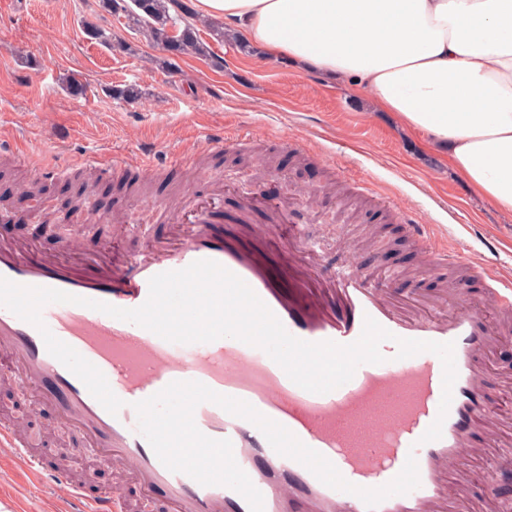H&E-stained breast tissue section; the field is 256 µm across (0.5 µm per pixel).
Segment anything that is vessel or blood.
<instances>
[{"label": "vessel or blood", "mask_w": 512, "mask_h": 512, "mask_svg": "<svg viewBox=\"0 0 512 512\" xmlns=\"http://www.w3.org/2000/svg\"><path fill=\"white\" fill-rule=\"evenodd\" d=\"M209 207L171 219L166 237H147L120 264L103 253L74 254L62 243L56 255L20 242H0V276L24 286L55 288L120 308L141 306L151 277L211 259L248 284L293 336L312 343L356 341L365 318L390 332L380 345L382 363H364L336 389L308 392L286 375L262 349L223 337L183 345L164 340L132 322L70 303L42 310L46 326L106 377L123 402L110 414L83 382L46 349L39 330L0 307V357L7 381L38 392L36 406L52 408L63 427L75 432L98 468L126 476L127 488L92 489V476L79 483L47 469L30 451V440L15 423L0 421V447L11 451L10 471L34 484L51 479L70 488L74 503L64 512H250L235 490L204 486L168 470L140 433L136 402L173 381H197L215 392L250 403L325 456L350 483L377 488L391 481L408 456H415L420 485L368 510L357 496L320 482L299 462L279 455L251 422L205 402L194 411L198 429L227 439L239 467L263 496V512H512L494 486L512 469L502 429L507 423L485 391L487 362L512 333V276H492L485 267L462 261L431 245L429 225L407 231L427 267L447 273L442 292L401 297L389 284L357 264H330L324 250L303 245L295 224L260 227L248 241L226 235L210 221ZM284 236L288 255L274 259L272 237ZM482 279L484 305H472L469 280ZM453 343L457 379L447 415H440L443 367L423 352L398 358V339ZM439 439L423 442L435 420ZM484 460L475 475L469 459ZM481 495H473L476 481Z\"/></svg>", "instance_id": "vessel-or-blood-1"}]
</instances>
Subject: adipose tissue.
Wrapping results in <instances>:
<instances>
[{"instance_id": "ef3b65f1", "label": "adipose tissue", "mask_w": 512, "mask_h": 512, "mask_svg": "<svg viewBox=\"0 0 512 512\" xmlns=\"http://www.w3.org/2000/svg\"><path fill=\"white\" fill-rule=\"evenodd\" d=\"M261 56L356 81L512 215V0H196Z\"/></svg>"}]
</instances>
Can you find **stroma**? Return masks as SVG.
Returning a JSON list of instances; mask_svg holds the SVG:
<instances>
[{"instance_id": "1", "label": "stroma", "mask_w": 512, "mask_h": 512, "mask_svg": "<svg viewBox=\"0 0 512 512\" xmlns=\"http://www.w3.org/2000/svg\"><path fill=\"white\" fill-rule=\"evenodd\" d=\"M86 21L111 32L112 44L89 39ZM198 31L223 69L201 56L166 68L162 47L103 11L99 0H0V161L31 175L50 168L61 191L89 157L103 155L120 167L100 182L103 208L127 213L126 224L152 225L160 237L168 233L162 213L171 195L185 206L209 200L228 232L243 215L242 198L258 202L248 215L255 225L267 223L264 203L273 198L332 259L406 270L396 285L403 294L442 286L419 274L424 258L406 238V224L437 225L435 246L512 273V220L474 197L446 159L403 134L388 113L366 112L349 81L325 82L257 58L242 43L218 42L206 26ZM72 78L84 85L82 95L69 93ZM127 85L139 88L138 100L111 96V88ZM206 140L218 147L203 156ZM178 155L197 161L170 172ZM144 163L154 168L148 183L122 188L123 176L139 174ZM1 195L11 196L17 220L0 223V237L55 251L59 237L16 195L11 179L0 178ZM124 226H76L75 248H135ZM12 412L40 436L39 458L53 464L55 415L0 403V415ZM0 487L13 491L19 512H50L68 495L65 487L22 486L8 475Z\"/></svg>"}]
</instances>
